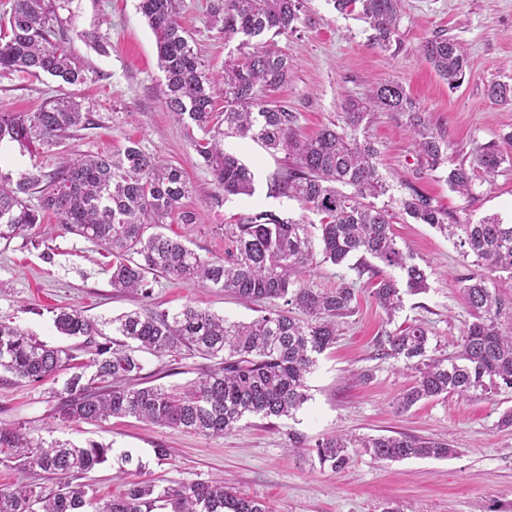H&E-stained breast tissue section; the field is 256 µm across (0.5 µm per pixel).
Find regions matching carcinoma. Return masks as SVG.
<instances>
[{
	"label": "carcinoma",
	"mask_w": 512,
	"mask_h": 512,
	"mask_svg": "<svg viewBox=\"0 0 512 512\" xmlns=\"http://www.w3.org/2000/svg\"><path fill=\"white\" fill-rule=\"evenodd\" d=\"M69 0H9L0 24V72L40 73L68 85L85 81L68 38L59 28V11ZM341 13H355L374 31L373 44L386 48L397 30L401 0H333ZM139 11L156 37L160 68L165 74L164 103L174 119L196 126L202 136L193 146L210 170L218 192L213 204L254 192L253 173L236 155L224 150V138L251 139L288 155V166L271 177V191L299 202L321 216L319 225L285 219L271 211L244 214L224 227L233 248L222 257L204 258L181 240L147 233L177 215L194 223L182 207L190 186L184 172L132 143L112 156H66L52 171L34 165L12 184L0 182V242L25 236L51 212L67 233L106 249L112 255L110 283L120 293H152L146 275L209 283L246 303H265L264 315L249 323L231 322L207 309H144L112 320L121 341H100L99 323L76 307L56 313V331L77 340L72 348L51 347L28 331L0 319V370L23 383L55 381L59 371L74 369L56 392L55 418L62 424L99 425L112 418L178 428L200 436H219L241 428L248 417H289L307 400L306 376L316 356L336 343L338 319L354 313L358 284L364 275L377 278L373 296L393 317L403 294L429 289V275L410 250L398 246L390 202L419 224H428L454 239L462 256L473 257L461 276L469 321L450 357L429 347L422 324L386 331L377 351L414 373V382L395 400L399 413L417 402L453 394L466 398L495 387L512 388V296L500 291L512 281V223L498 217L476 223L448 220V211L404 180L399 199L382 206L374 199L392 189L379 171L378 149L357 132L377 112L401 121L412 134L422 178L448 164V141L433 128L427 113L399 83L380 81L364 98L348 100L343 126H327L304 138L296 116L274 104L270 94L288 83V56L253 48L224 61V111H214L216 79L203 69L178 20L177 0H139ZM302 0H219L212 5L224 37L252 38L297 30ZM421 56L450 85H458L468 66L460 42L436 35L420 46ZM488 95L512 103V83L495 82ZM92 125L76 97L45 101L33 112L0 110V143H36L50 150L77 129ZM502 143L474 142L466 159L447 170L450 189L473 193L476 183L492 184L503 164H512V132ZM509 149H504L501 144ZM39 192L38 206L29 204ZM323 262L347 265L332 288H315L305 279L315 252ZM358 257L354 264L352 257ZM372 257L402 273L395 279L365 261ZM216 360L186 393L162 385H141L144 366L135 352L158 358L182 349ZM361 448L379 463L408 458H448L455 450L444 442L407 436L353 439L327 438L315 445L317 460L334 471ZM111 447L75 446L46 441L28 432L26 422L0 424V464L38 469L57 480L45 494L26 485L0 486V512H270L262 501L234 491L222 479L184 480L173 485L134 481L119 498L101 502L78 477L108 459Z\"/></svg>",
	"instance_id": "cac0c4a2"
}]
</instances>
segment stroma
I'll return each instance as SVG.
<instances>
[{
    "instance_id": "obj_1",
    "label": "stroma",
    "mask_w": 512,
    "mask_h": 512,
    "mask_svg": "<svg viewBox=\"0 0 512 512\" xmlns=\"http://www.w3.org/2000/svg\"><path fill=\"white\" fill-rule=\"evenodd\" d=\"M213 0H179V21L207 69L222 71L226 58L239 54L240 38L225 39L212 22ZM138 0H69L60 13V28L72 39L74 55L86 80L71 86L49 75H0V106L31 112L52 97L81 99L93 125L50 152L13 143L0 147V177L17 179L37 164L55 168L61 156L119 153L130 143L180 166L191 191L183 201L196 220L167 221L166 235L181 239L204 257L220 256L231 246L225 225L240 215L260 210L285 218L318 217L297 201L272 194L271 177L288 160L269 153L253 141L224 140L254 173L253 195L212 202L213 177L196 153L188 131L168 112L163 99L165 76L158 65L155 36L137 9ZM367 24L355 15L336 11L332 0H304L295 33L269 36L266 48L287 54L292 70L287 85L274 92L277 104L294 112L297 130L314 135L341 120L342 106L363 98L372 83L394 80L427 113L447 138L452 159L472 142L499 140L512 131V105L487 96L495 81L512 82V0H402L398 33L389 48L372 44ZM443 35L461 42L469 67L460 86L451 87L421 57L427 38ZM368 134L379 150V169L391 185L413 177L419 166L410 132L380 113ZM417 188L432 197L462 223L498 215L512 219V166H502L493 184L476 186L464 196L449 189L436 175L415 179ZM392 227L398 245L409 249L430 275L427 292L407 294L395 318L377 305L370 286L357 295L355 312L341 319L333 347L319 355L306 380L307 400L293 417H250L242 430L204 437L177 428L152 426L132 418L100 425H58L55 398L43 388L15 382L0 373V423L25 420L33 434L49 440L84 445L96 441L128 450L145 463L140 477L160 485L182 479L222 478L248 496L269 503L273 512H381L389 504L402 512H512V428L498 424L512 408V388L419 401L410 411L396 413L395 397L411 382L403 363L381 359L374 343L388 327L424 324L430 345L453 354L466 322L467 307L459 279L464 260L453 241L426 224H419L392 207ZM54 248L45 260L39 240ZM112 257L102 247L60 230L58 219L46 214L36 239L15 238L0 244V318L35 335L52 347H68L53 325L59 308L74 306L111 333L110 322L125 312L146 308L179 310L185 304L209 309L236 322L261 315L257 304H244L223 290L164 275L151 282L150 298L119 294L110 285ZM145 374H159L163 385L178 392L212 362L198 354L177 358L141 354ZM300 435L304 448L289 453L290 434ZM338 433L359 437L431 438L455 448L449 458H409L381 464L364 451L334 472L320 467L309 450ZM171 456L157 462L155 448ZM128 465L115 457L83 477L103 500L123 495L134 481Z\"/></svg>"
}]
</instances>
